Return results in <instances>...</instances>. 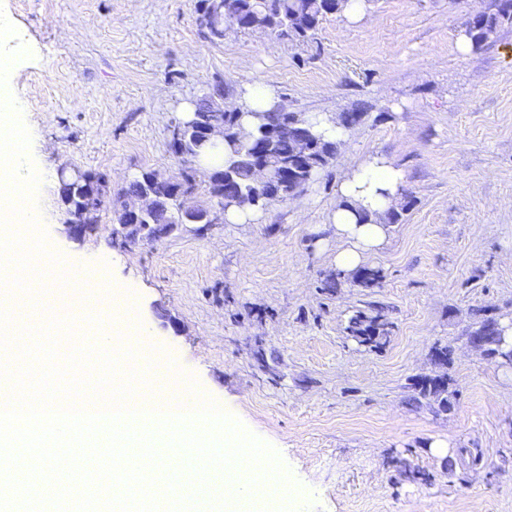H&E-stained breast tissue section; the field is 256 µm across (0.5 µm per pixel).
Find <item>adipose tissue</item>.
Wrapping results in <instances>:
<instances>
[{"instance_id":"adipose-tissue-1","label":"adipose tissue","mask_w":512,"mask_h":512,"mask_svg":"<svg viewBox=\"0 0 512 512\" xmlns=\"http://www.w3.org/2000/svg\"><path fill=\"white\" fill-rule=\"evenodd\" d=\"M402 172L388 157H371L352 168L337 188L332 212L340 243L336 265L346 272L357 269L385 244L390 226L385 213L400 198Z\"/></svg>"}]
</instances>
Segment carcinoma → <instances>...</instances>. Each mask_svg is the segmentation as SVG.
Masks as SVG:
<instances>
[{
  "label": "carcinoma",
  "instance_id": "carcinoma-1",
  "mask_svg": "<svg viewBox=\"0 0 512 512\" xmlns=\"http://www.w3.org/2000/svg\"><path fill=\"white\" fill-rule=\"evenodd\" d=\"M208 18L207 38L214 42L223 37L224 29L233 25L241 31L264 30L293 41H307L315 35L323 21L330 15L345 11L349 0H199ZM512 25V0H501L496 9L481 11L476 20L469 24L465 35L473 49L478 50L491 43L501 27ZM224 86L216 84L210 94L200 100L196 122L200 126L216 118L218 108L212 99L223 94ZM291 113L281 108L259 114L256 126L249 137L239 136L238 122L232 114L224 113V155L218 168L224 170V182H213L212 168L206 166L194 170L199 179L195 186H203L211 201L219 203L226 194L240 196L250 207L264 209L272 202L284 201L300 192L314 177L335 158L338 144L319 134L308 117L299 123H291ZM288 124V140H275L271 131L282 124ZM304 138L314 144L312 153L305 159L292 150L291 141ZM262 161L268 170L276 175L283 171L292 178L279 188L277 196H271L263 186L254 183L252 164ZM194 201L191 196L168 200L167 209L145 220L147 224H168L172 213ZM354 282L361 288H375L382 279L380 270L361 267L353 272ZM499 321L486 317L470 332L479 336L487 354L501 361L512 363V347L498 345L496 331ZM348 335L362 345L374 349L383 347L389 337V324L380 315L369 316L363 312L353 315L347 326ZM416 403L425 399L437 405L441 411H448L456 400L455 392L445 376L426 377L414 384Z\"/></svg>",
  "mask_w": 512,
  "mask_h": 512
}]
</instances>
